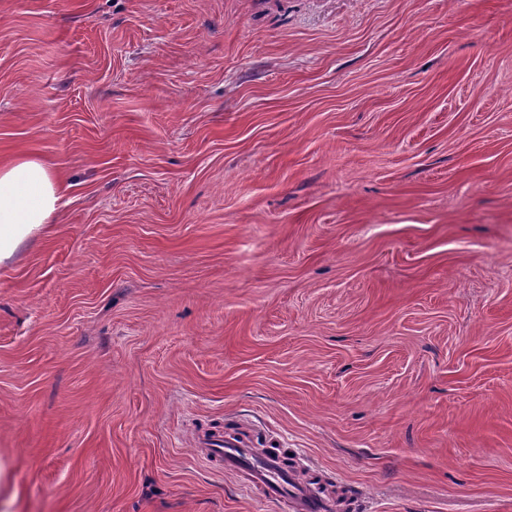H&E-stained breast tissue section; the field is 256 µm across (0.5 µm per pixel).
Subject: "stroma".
Here are the masks:
<instances>
[{"instance_id": "35a3bbf8", "label": "stroma", "mask_w": 512, "mask_h": 512, "mask_svg": "<svg viewBox=\"0 0 512 512\" xmlns=\"http://www.w3.org/2000/svg\"><path fill=\"white\" fill-rule=\"evenodd\" d=\"M0 512H512V0H0ZM61 199V181L33 154L0 162V265L51 224ZM211 464L234 472L244 487L262 490L266 499L285 502L290 512H333L334 498L317 493L310 482L295 479L291 469L277 452L256 455L245 431L230 429L198 441Z\"/></svg>"}]
</instances>
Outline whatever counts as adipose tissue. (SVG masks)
Here are the masks:
<instances>
[{"label":"adipose tissue","mask_w":512,"mask_h":512,"mask_svg":"<svg viewBox=\"0 0 512 512\" xmlns=\"http://www.w3.org/2000/svg\"><path fill=\"white\" fill-rule=\"evenodd\" d=\"M61 181L33 154L0 162V265L37 237L58 210Z\"/></svg>","instance_id":"1"}]
</instances>
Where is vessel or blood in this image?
<instances>
[{
	"label": "vessel or blood",
	"instance_id": "vessel-or-blood-1",
	"mask_svg": "<svg viewBox=\"0 0 512 512\" xmlns=\"http://www.w3.org/2000/svg\"><path fill=\"white\" fill-rule=\"evenodd\" d=\"M198 445L209 463L234 472L243 486L262 490L266 499L287 503L289 512H334L336 508L330 494L296 480L280 454H255L244 431L230 429L202 438Z\"/></svg>",
	"mask_w": 512,
	"mask_h": 512
}]
</instances>
